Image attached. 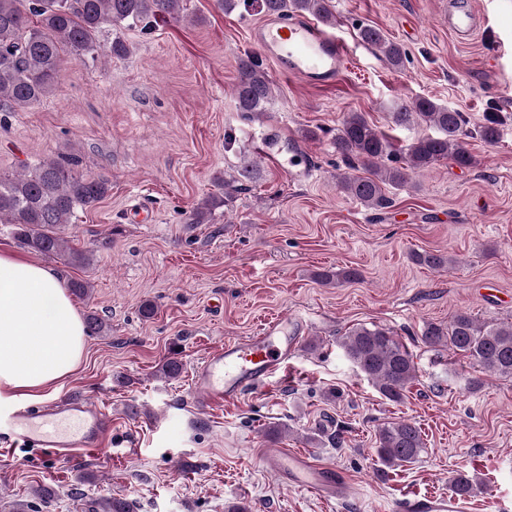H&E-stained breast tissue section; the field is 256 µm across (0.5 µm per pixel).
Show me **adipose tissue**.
Here are the masks:
<instances>
[{"instance_id": "ef3b65f1", "label": "adipose tissue", "mask_w": 512, "mask_h": 512, "mask_svg": "<svg viewBox=\"0 0 512 512\" xmlns=\"http://www.w3.org/2000/svg\"><path fill=\"white\" fill-rule=\"evenodd\" d=\"M84 325L61 279L42 264L0 252V403L41 399L71 374Z\"/></svg>"}]
</instances>
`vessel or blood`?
Segmentation results:
<instances>
[{
	"label": "vessel or blood",
	"instance_id": "vessel-or-blood-1",
	"mask_svg": "<svg viewBox=\"0 0 512 512\" xmlns=\"http://www.w3.org/2000/svg\"><path fill=\"white\" fill-rule=\"evenodd\" d=\"M444 17L457 42L473 40L483 23L473 0H447ZM252 37L260 51L285 74L313 84L334 83L349 57L347 44L316 22L299 17L267 20ZM261 152L273 162L287 160L288 174L306 179L313 173L308 151L297 142L264 139ZM299 316L274 317L258 335L225 341L201 360L194 376V408L204 411L236 401L246 390L260 387L266 377L287 364L298 339ZM9 436L51 453L71 464L105 447L112 419L91 401L72 396L66 401L15 410L6 422ZM267 467L289 487L324 498H351L354 489L335 468L318 464L308 451L277 452L265 458ZM467 498L454 494L414 496L393 504L391 512H469Z\"/></svg>",
	"mask_w": 512,
	"mask_h": 512
}]
</instances>
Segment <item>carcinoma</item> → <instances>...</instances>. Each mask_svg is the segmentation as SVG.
Instances as JSON below:
<instances>
[{
  "instance_id": "1",
  "label": "carcinoma",
  "mask_w": 512,
  "mask_h": 512,
  "mask_svg": "<svg viewBox=\"0 0 512 512\" xmlns=\"http://www.w3.org/2000/svg\"><path fill=\"white\" fill-rule=\"evenodd\" d=\"M184 0H0V112H25L41 105L56 90L66 59L94 62L101 55L124 58L127 41L112 29L150 31L158 18L177 20ZM262 11L282 19L308 13L324 23L333 20L331 0H259ZM36 21H31V18ZM358 37L375 47L389 66H405L406 52L384 32L369 24L358 25ZM273 82L255 59L239 65L234 88L237 107L247 118L259 117L272 98ZM507 114L488 112L478 133L487 143L498 139ZM390 119L396 125H426L436 136H424L405 151L393 148L387 137L358 112L348 113L336 129V151L350 172L337 176L338 188L373 209L391 204L385 187L404 184L410 173L434 168L451 159L460 168H471L475 159L467 149V117L426 97L394 104ZM255 170L243 154L234 174L216 178L218 191L197 203L189 214L192 224H209L215 211L227 208ZM111 190L103 175L84 176L74 162L48 159L34 169L22 166L11 174L0 173V224L12 227L14 239L45 258L64 252L60 229L77 209L94 207ZM418 265L440 270L453 263L443 253L414 252ZM423 344L446 348L483 373L512 376V322L479 323L466 311L446 323H427ZM342 347L357 369L391 402L402 401L417 380L413 355L396 334L378 325L359 326L342 339ZM426 452L421 428L406 419L381 425L376 434V455L386 468L417 462ZM455 491L470 496L479 488L478 478L459 474L452 478Z\"/></svg>"
}]
</instances>
